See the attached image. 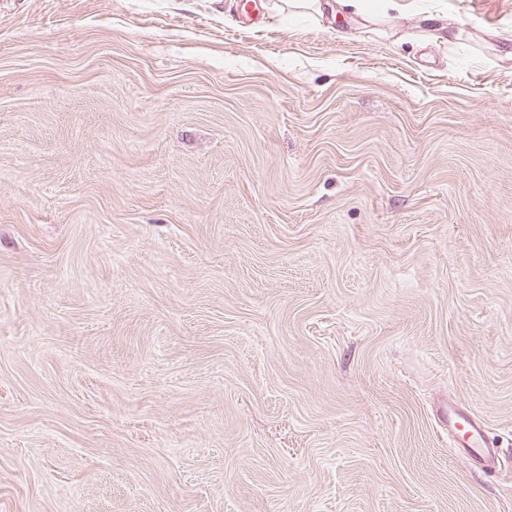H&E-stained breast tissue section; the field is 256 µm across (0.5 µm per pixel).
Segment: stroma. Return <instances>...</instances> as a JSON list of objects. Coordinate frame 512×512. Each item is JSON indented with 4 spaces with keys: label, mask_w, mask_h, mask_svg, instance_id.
Listing matches in <instances>:
<instances>
[{
    "label": "stroma",
    "mask_w": 512,
    "mask_h": 512,
    "mask_svg": "<svg viewBox=\"0 0 512 512\" xmlns=\"http://www.w3.org/2000/svg\"><path fill=\"white\" fill-rule=\"evenodd\" d=\"M273 3L0 0V512H512V0ZM437 412L456 451L463 448L472 467L484 474H494L503 452L489 436L482 419L456 404H445Z\"/></svg>",
    "instance_id": "1"
}]
</instances>
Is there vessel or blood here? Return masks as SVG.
<instances>
[{
    "instance_id": "1",
    "label": "vessel or blood",
    "mask_w": 512,
    "mask_h": 512,
    "mask_svg": "<svg viewBox=\"0 0 512 512\" xmlns=\"http://www.w3.org/2000/svg\"><path fill=\"white\" fill-rule=\"evenodd\" d=\"M438 416L454 448L464 449L472 467L490 475L497 471L502 450L479 416L455 404L442 406Z\"/></svg>"
}]
</instances>
